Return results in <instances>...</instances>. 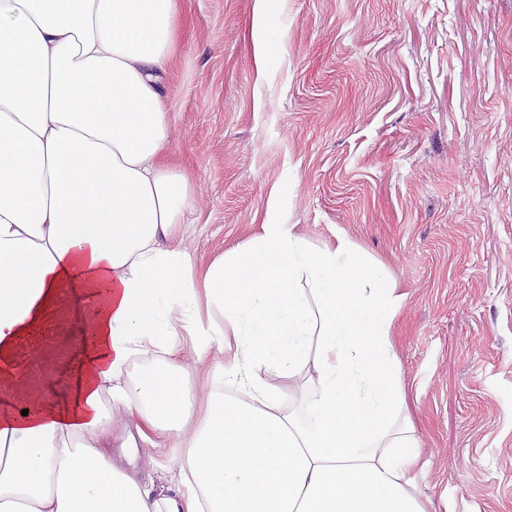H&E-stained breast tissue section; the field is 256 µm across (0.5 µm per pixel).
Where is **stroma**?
<instances>
[{
    "mask_svg": "<svg viewBox=\"0 0 512 512\" xmlns=\"http://www.w3.org/2000/svg\"><path fill=\"white\" fill-rule=\"evenodd\" d=\"M169 161L198 272L289 224L349 240L391 345L425 512H512V0H177Z\"/></svg>",
    "mask_w": 512,
    "mask_h": 512,
    "instance_id": "1",
    "label": "stroma"
}]
</instances>
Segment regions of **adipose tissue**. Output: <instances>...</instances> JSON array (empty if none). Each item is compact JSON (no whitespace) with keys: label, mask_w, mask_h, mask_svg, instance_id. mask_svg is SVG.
Instances as JSON below:
<instances>
[{"label":"adipose tissue","mask_w":512,"mask_h":512,"mask_svg":"<svg viewBox=\"0 0 512 512\" xmlns=\"http://www.w3.org/2000/svg\"><path fill=\"white\" fill-rule=\"evenodd\" d=\"M176 30V0H0V512H424L416 440L393 433L385 272L266 224L201 274L179 238L195 188L166 160ZM75 331L94 339L60 394L40 339ZM157 351L165 370L131 378ZM207 361L237 394L210 391L201 418ZM305 371L298 414L268 379ZM150 430L172 451L161 482Z\"/></svg>","instance_id":"adipose-tissue-1"}]
</instances>
